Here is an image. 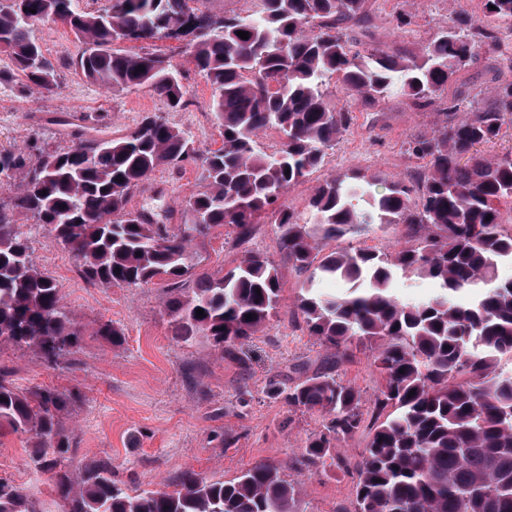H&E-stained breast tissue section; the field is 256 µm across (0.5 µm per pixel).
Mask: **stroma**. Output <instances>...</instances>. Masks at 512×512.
<instances>
[{"instance_id":"35a3bbf8","label":"stroma","mask_w":512,"mask_h":512,"mask_svg":"<svg viewBox=\"0 0 512 512\" xmlns=\"http://www.w3.org/2000/svg\"><path fill=\"white\" fill-rule=\"evenodd\" d=\"M369 14L370 25L353 30V39L416 53L440 29L481 18L483 5L481 0H369ZM34 36L57 64L62 87L54 94L25 91L23 78L11 74L10 56L0 52V71L9 75L0 81V146L22 145L34 137L53 147L62 144L57 126L34 122V115L44 112L99 113L104 137L122 136L144 113L157 112L201 146H221L211 114V88L189 64L180 42L121 45L128 53L149 49L165 54L181 67L189 103L175 112L147 90L108 94L75 71L70 61L81 46L67 27L46 25ZM510 57L512 36L500 33L498 49L461 70L451 93L487 103L498 78L507 76ZM327 101L349 110L350 124L322 166L288 191L285 202L296 215H307L316 187L330 177L380 172L402 179L425 169L426 160L410 155L407 142L440 124L439 104L422 106L392 96L365 106L335 82L328 86ZM202 188L198 164L162 168L140 185L129 206L160 208L170 218L183 214L185 199ZM30 246L35 264L55 280L65 305L75 313L83 340L58 367L35 351L13 347H0V366L9 369L14 386L21 390L47 385L77 394V402L60 417L71 442L65 455L70 469L108 466L114 485L133 494L173 490L177 476L187 469L210 480L230 481L256 463L267 462L278 466L283 478L298 488L301 512H354L355 465L372 428L385 417L376 405L379 374L373 351L354 346L352 358L336 367L337 378L358 390L364 418L358 433L337 442L341 464L301 466L308 439L323 432L325 420L288 406L283 397L270 392L271 384L289 388L312 375L329 355L294 313L303 273L282 266L279 315L233 358L206 337L186 341L174 336L167 311L172 293L161 285L88 286L78 260L43 226H33ZM248 251L278 259L270 211L256 216L247 241L238 242L233 227H219L205 244L193 246L191 255L196 272L219 277ZM105 321L122 328V342L98 336V326ZM0 477L26 488L40 512H62L54 479L36 463L29 435L0 434Z\"/></svg>"}]
</instances>
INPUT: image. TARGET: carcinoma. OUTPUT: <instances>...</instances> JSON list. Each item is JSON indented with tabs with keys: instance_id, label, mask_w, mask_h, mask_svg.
Wrapping results in <instances>:
<instances>
[{
	"instance_id": "obj_1",
	"label": "carcinoma",
	"mask_w": 512,
	"mask_h": 512,
	"mask_svg": "<svg viewBox=\"0 0 512 512\" xmlns=\"http://www.w3.org/2000/svg\"><path fill=\"white\" fill-rule=\"evenodd\" d=\"M190 2L110 0L90 12L72 9V0H0V51L28 90H59L32 31L37 23H60L83 45L74 65L85 78L108 91L146 89L178 111L187 105L180 67L115 45L182 40L210 84L223 135L220 148H206L151 112L124 135L103 138L96 135L99 117L90 114L68 146L1 148L0 189L13 196L0 203V346L28 348L56 363L83 336L60 288L34 263L18 215L48 227L81 261L91 286L165 283L177 292L168 303L175 334L205 336L229 356L279 315L280 265H292L310 283L338 276L352 284L346 293L303 287L296 312L336 362L352 357L355 341L374 349L377 405L393 408L356 464L355 512H512V371L496 369L499 359H512V278L498 275L503 261L512 262V230L501 219L503 208L512 212V151L487 158L479 149L512 125V79L500 80L486 105L445 102L438 129L408 142L410 153L428 159L420 177L331 178L310 199L307 219L283 201L349 125V113L325 101L330 80L368 105L393 94L422 106L441 100L486 44L512 32V0H482L495 25L450 26L418 55L350 41L348 32L369 21L368 0H255L250 13L224 17ZM267 130L281 139L272 154L258 148ZM187 161L201 162L206 181L205 191L186 200L187 223L172 228L128 208L155 170ZM266 209L275 216L280 262L247 253L223 276L202 274L187 287L195 241L228 224L243 242ZM373 224L406 225L405 244L394 252L338 245L324 252ZM398 276L430 280L434 292L405 302L392 287ZM286 400L326 418L325 432L307 442L310 462L336 461V441L362 427L358 392L333 373L306 378ZM65 407L56 389L22 391L0 369V428L32 435L64 512H298L299 491L265 463L228 482L188 469L172 491L134 495L116 487L103 467L72 471L59 421ZM0 512L38 509L25 488L0 478Z\"/></svg>"
}]
</instances>
